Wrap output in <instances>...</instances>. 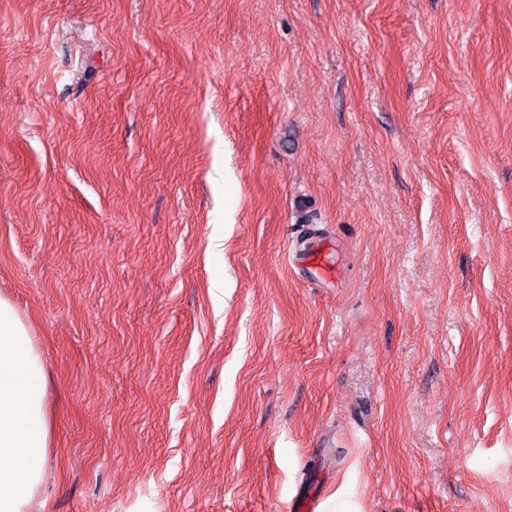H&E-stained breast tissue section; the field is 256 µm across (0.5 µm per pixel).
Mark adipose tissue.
Returning <instances> with one entry per match:
<instances>
[{"label":"adipose tissue","instance_id":"ef3b65f1","mask_svg":"<svg viewBox=\"0 0 512 512\" xmlns=\"http://www.w3.org/2000/svg\"><path fill=\"white\" fill-rule=\"evenodd\" d=\"M47 382L31 326L0 297V512H29L48 444Z\"/></svg>","mask_w":512,"mask_h":512}]
</instances>
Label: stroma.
Here are the masks:
<instances>
[{
	"instance_id": "stroma-1",
	"label": "stroma",
	"mask_w": 512,
	"mask_h": 512,
	"mask_svg": "<svg viewBox=\"0 0 512 512\" xmlns=\"http://www.w3.org/2000/svg\"><path fill=\"white\" fill-rule=\"evenodd\" d=\"M34 512H512V0H0Z\"/></svg>"
}]
</instances>
